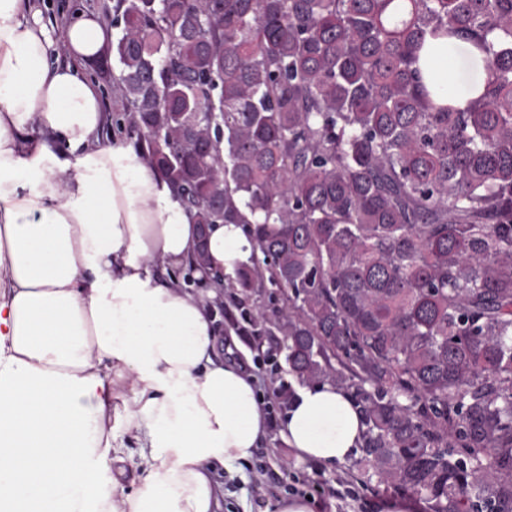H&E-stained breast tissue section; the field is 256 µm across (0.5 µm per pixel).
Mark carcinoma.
I'll return each instance as SVG.
<instances>
[{
	"label": "carcinoma",
	"instance_id": "1",
	"mask_svg": "<svg viewBox=\"0 0 512 512\" xmlns=\"http://www.w3.org/2000/svg\"><path fill=\"white\" fill-rule=\"evenodd\" d=\"M117 128L200 227L241 224L231 278L286 310L288 372L354 400L357 464L423 512H512V0H113ZM471 43L460 109L426 37Z\"/></svg>",
	"mask_w": 512,
	"mask_h": 512
}]
</instances>
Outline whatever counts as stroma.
I'll return each mask as SVG.
<instances>
[{"label":"stroma","instance_id":"35a3bbf8","mask_svg":"<svg viewBox=\"0 0 512 512\" xmlns=\"http://www.w3.org/2000/svg\"><path fill=\"white\" fill-rule=\"evenodd\" d=\"M270 293V288H262L242 305L232 295H225L217 320L223 347L231 349L235 358L253 357L248 370L255 377L260 394L282 413L286 407L279 403L275 391L292 380L283 337L276 330L261 337L252 336L250 323L240 316L241 311L253 314L266 306ZM259 480L274 486V495L258 500L255 483ZM296 480L303 482V492L310 497L313 512H380V505L387 498L370 470L348 462L331 468L315 462H297L278 430L272 429L241 472L225 479L221 512H270L276 498L288 496V486Z\"/></svg>","mask_w":512,"mask_h":512}]
</instances>
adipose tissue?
I'll list each match as a JSON object with an SVG mask.
<instances>
[{
  "mask_svg": "<svg viewBox=\"0 0 512 512\" xmlns=\"http://www.w3.org/2000/svg\"><path fill=\"white\" fill-rule=\"evenodd\" d=\"M110 33L0 0V512H216L268 431L253 375L217 352L210 273L254 243L211 225L120 134L86 72ZM64 49L67 63L55 62ZM191 269L194 286L176 276ZM349 394L305 387L280 421L296 460L346 462Z\"/></svg>",
  "mask_w": 512,
  "mask_h": 512,
  "instance_id": "adipose-tissue-1",
  "label": "adipose tissue"
}]
</instances>
